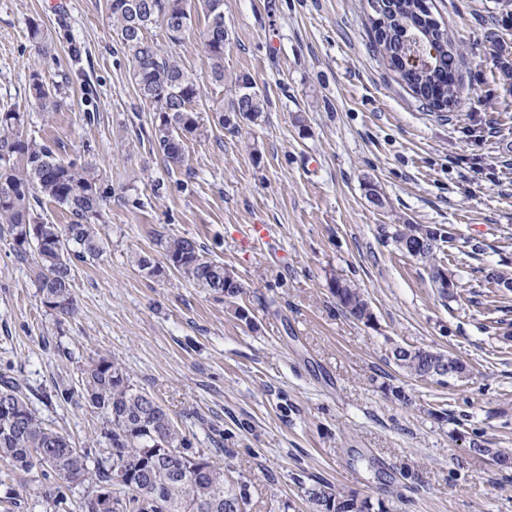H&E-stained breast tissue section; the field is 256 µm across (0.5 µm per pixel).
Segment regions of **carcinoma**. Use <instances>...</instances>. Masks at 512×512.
<instances>
[{"label": "carcinoma", "mask_w": 512, "mask_h": 512, "mask_svg": "<svg viewBox=\"0 0 512 512\" xmlns=\"http://www.w3.org/2000/svg\"><path fill=\"white\" fill-rule=\"evenodd\" d=\"M114 34L133 62L132 76L139 97L152 105L153 139L168 165L185 164V143H175L163 128L178 129L184 138L203 134L195 104L203 90L176 57L147 37L163 25L168 41L183 43L192 31V8L201 10L207 27L200 33L210 66V79L224 84V0H108ZM371 45L390 69L428 108L444 114L460 104V82L448 69L457 64L458 49L426 0H381L378 13L368 17ZM435 53L433 66L405 67L400 60L420 48L416 37ZM247 74L234 78L235 94L212 107L217 123L235 129L244 120L255 123L267 111L268 100L253 95L238 108V97L252 86ZM59 88L50 87L37 72L30 76L29 101L41 111H57ZM25 112L0 110V224L10 226L18 258L32 259L40 303L57 317L76 311L72 294L80 264L101 259L108 248L96 220L108 196L90 168L58 157L50 146L24 132ZM48 200L70 214L67 224H52L37 210ZM426 242L413 251L417 238L409 225L394 228L391 239L404 255L431 263L443 241L439 229H425ZM157 246L166 265L137 255L135 264L149 277L174 269L185 281L211 293L224 290V262L208 257L203 246L186 236H162ZM336 305L353 320L371 325L370 302L352 281L332 278ZM391 356L407 376L420 379L426 358L445 352L433 347H399ZM63 399L77 397L102 417V427L88 446L75 447L67 435L45 423L30 407L22 386L0 379V465L44 478L40 497L54 512H69L71 495L83 488L80 512H226L229 501L248 512L246 484L229 477L224 467L203 449L192 450L186 431L149 392L133 383L119 362L100 357L83 366L78 386ZM470 448L489 457L503 471L512 469V451L488 448L477 439ZM313 512H371L372 503L355 492L316 481L304 487Z\"/></svg>", "instance_id": "obj_1"}]
</instances>
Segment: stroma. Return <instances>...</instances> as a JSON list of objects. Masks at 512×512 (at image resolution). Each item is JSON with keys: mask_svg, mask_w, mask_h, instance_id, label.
Returning <instances> with one entry per match:
<instances>
[{"mask_svg": "<svg viewBox=\"0 0 512 512\" xmlns=\"http://www.w3.org/2000/svg\"><path fill=\"white\" fill-rule=\"evenodd\" d=\"M463 58V104L422 106L373 50L365 0H224V75L249 73L270 107L231 132L210 107L215 85L198 38L172 53L204 86L208 129L167 168L147 133L154 112L132 80L108 0H0V108L22 106L29 137L91 167L110 199L104 256L80 265L76 312L40 304L31 262L0 224V375L75 446L102 418L56 398L107 357L247 483L250 512H311L302 484L325 481L376 512H512V470L471 455L459 431L512 448V291L484 279L512 270V0H432ZM42 23L48 52L28 35ZM40 73L60 88L44 118L28 105ZM375 183L382 205L371 203ZM263 225L266 241L245 244ZM398 224L451 233L437 253L456 286L443 297L428 264L399 253ZM197 239L244 287L235 304L166 270L143 275L158 235ZM363 289L374 321L347 317L332 277ZM250 313L243 321L236 307ZM431 346L467 363L445 386L404 377L390 344ZM405 400L395 399L391 387ZM41 473L0 467V512H46Z\"/></svg>", "mask_w": 512, "mask_h": 512, "instance_id": "1", "label": "stroma"}]
</instances>
